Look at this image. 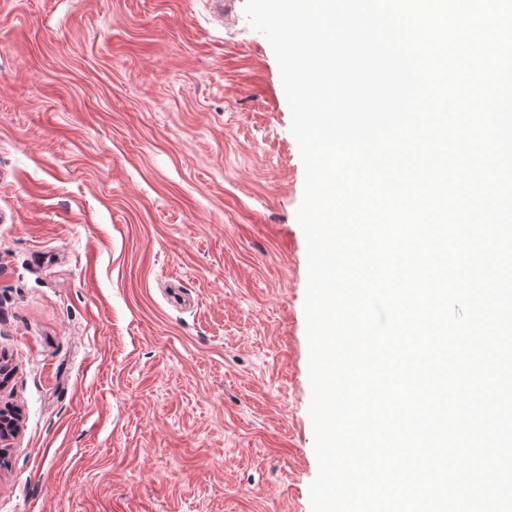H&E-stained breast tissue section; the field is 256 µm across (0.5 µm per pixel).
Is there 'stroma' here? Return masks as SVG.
<instances>
[{
  "label": "stroma",
  "instance_id": "stroma-1",
  "mask_svg": "<svg viewBox=\"0 0 512 512\" xmlns=\"http://www.w3.org/2000/svg\"><path fill=\"white\" fill-rule=\"evenodd\" d=\"M244 0H0V512H311L304 168Z\"/></svg>",
  "mask_w": 512,
  "mask_h": 512
}]
</instances>
